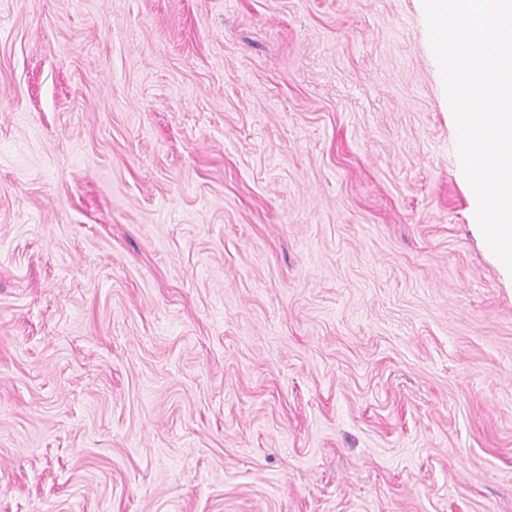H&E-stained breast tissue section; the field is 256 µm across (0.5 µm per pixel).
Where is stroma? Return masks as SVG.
<instances>
[{
	"instance_id": "obj_1",
	"label": "stroma",
	"mask_w": 512,
	"mask_h": 512,
	"mask_svg": "<svg viewBox=\"0 0 512 512\" xmlns=\"http://www.w3.org/2000/svg\"><path fill=\"white\" fill-rule=\"evenodd\" d=\"M422 0H0V512H512V274Z\"/></svg>"
}]
</instances>
